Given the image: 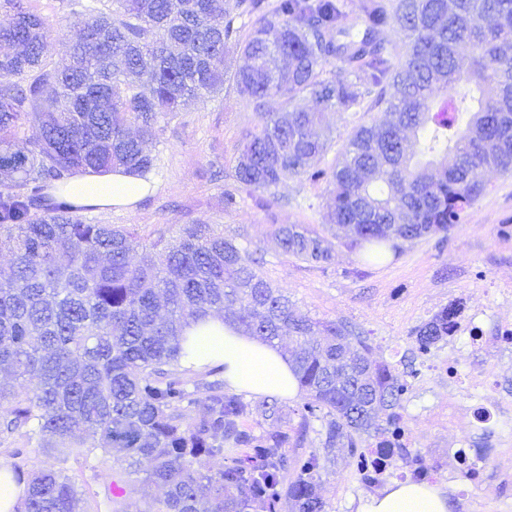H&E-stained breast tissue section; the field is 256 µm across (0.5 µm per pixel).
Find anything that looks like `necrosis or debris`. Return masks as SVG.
<instances>
[{
	"mask_svg": "<svg viewBox=\"0 0 512 512\" xmlns=\"http://www.w3.org/2000/svg\"><path fill=\"white\" fill-rule=\"evenodd\" d=\"M486 314L472 315L466 323L457 325L453 340L463 343L471 351L498 355L512 350V323L499 320L493 335H486L483 325ZM454 347L447 357L429 355L425 369L448 387V395L439 401L437 415L448 418L449 427H456L461 419H469V433L448 443V479L454 482V494L472 500L483 486L488 474L504 482H512V471L493 470V463L512 448V434L499 431L498 424L504 413L503 396L512 392V382L494 374H476L459 358ZM356 472L364 480L363 486L374 489L388 478L426 480L432 478L434 468L424 462L397 466L394 457L385 455L382 448L366 449L355 464Z\"/></svg>",
	"mask_w": 512,
	"mask_h": 512,
	"instance_id": "4bbe7bcc",
	"label": "necrosis or debris"
}]
</instances>
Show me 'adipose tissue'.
Masks as SVG:
<instances>
[{"instance_id":"ef3b65f1","label":"adipose tissue","mask_w":512,"mask_h":512,"mask_svg":"<svg viewBox=\"0 0 512 512\" xmlns=\"http://www.w3.org/2000/svg\"><path fill=\"white\" fill-rule=\"evenodd\" d=\"M148 188V180L116 171L71 178L66 194L78 203L105 208L133 205ZM187 336L182 365H223L224 386L233 391L256 397L296 396L298 382L279 348L242 334L217 316L192 324ZM362 512H449L448 494L428 482L396 481L369 498Z\"/></svg>"}]
</instances>
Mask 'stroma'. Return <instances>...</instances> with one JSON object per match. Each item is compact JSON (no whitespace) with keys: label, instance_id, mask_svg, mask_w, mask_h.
Returning <instances> with one entry per match:
<instances>
[{"label":"stroma","instance_id":"35a3bbf8","mask_svg":"<svg viewBox=\"0 0 512 512\" xmlns=\"http://www.w3.org/2000/svg\"><path fill=\"white\" fill-rule=\"evenodd\" d=\"M86 0H36L54 27L47 47L53 65L66 63L61 42L76 34L87 20ZM381 109L369 112H327L324 123L335 137V148L323 158L333 165L353 128L382 120ZM258 119L251 103L232 82L206 96L189 111L162 123L146 144L155 159L151 188L134 208L87 212L95 224H136L145 231L181 224H220L225 234L260 249L261 274L283 289L301 311L319 320L351 325L367 336L373 356L398 374L419 369L413 329L451 302L466 313L492 309L512 322V175L485 171V192L448 232L404 244L399 254L369 261L362 251L346 246L330 229L325 184L293 177L273 192L240 190L237 205L224 207V191L232 187L233 160L243 135ZM278 224H307L324 230L333 259L316 268L283 254L273 230ZM443 391L437 379H413L400 409L417 439L409 456L441 466L435 482L447 486L444 470L449 439L466 434L468 421L448 428L431 413ZM326 512H359L369 496L358 482L353 459L337 452L335 462L317 476Z\"/></svg>","mask_w":512,"mask_h":512}]
</instances>
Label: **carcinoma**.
Masks as SVG:
<instances>
[{
    "label": "carcinoma",
    "mask_w": 512,
    "mask_h": 512,
    "mask_svg": "<svg viewBox=\"0 0 512 512\" xmlns=\"http://www.w3.org/2000/svg\"><path fill=\"white\" fill-rule=\"evenodd\" d=\"M92 0L82 30L62 42L69 65L44 54L53 26L32 0H0V444L14 512H86L84 491L62 471L29 465L28 446L99 459L96 512H126L111 493L122 476L166 488L144 512H324L315 474L336 451L361 455L396 416L408 382L372 359L371 345L342 323L301 312L258 272L264 257L219 224H183L175 236L136 224H90L61 185L116 168L144 177L160 119L224 86V48L249 64L234 72L259 128L246 134L234 180L269 192L290 177L335 187L332 223L352 248L375 255L446 233L485 190L483 169L512 173V0ZM254 18L251 25L240 22ZM165 38H153L155 30ZM407 42L400 46L393 32ZM339 63L327 75L330 60ZM479 93L477 105L458 88ZM283 100L278 114L262 111ZM383 108L360 125L328 169L324 112ZM471 113L465 125L459 114ZM40 137H24L28 124ZM284 254L332 260L325 238L302 224L275 229ZM459 308L413 330L428 352L448 338ZM218 315L284 348L302 394L293 435L252 434L245 417L278 420V402L253 406L180 363L184 330ZM315 434L316 447L288 457ZM239 448L250 449L244 458ZM230 461L204 472L203 455ZM121 464L112 469L109 459ZM296 477L288 487L289 470Z\"/></svg>",
    "instance_id": "obj_1"
}]
</instances>
